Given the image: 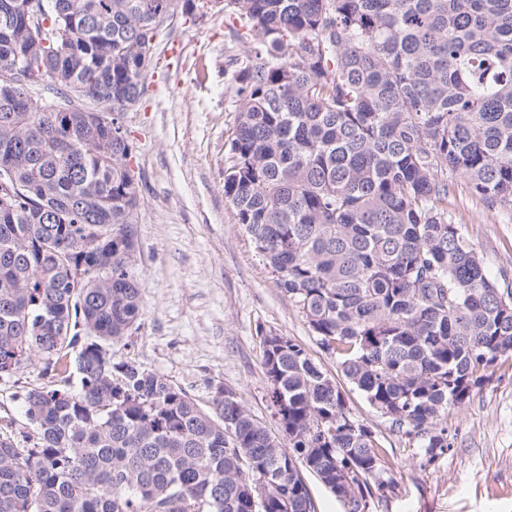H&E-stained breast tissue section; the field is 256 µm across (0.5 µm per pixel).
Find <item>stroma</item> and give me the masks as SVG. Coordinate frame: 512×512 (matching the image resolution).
Returning <instances> with one entry per match:
<instances>
[{"label": "stroma", "mask_w": 512, "mask_h": 512, "mask_svg": "<svg viewBox=\"0 0 512 512\" xmlns=\"http://www.w3.org/2000/svg\"><path fill=\"white\" fill-rule=\"evenodd\" d=\"M145 92L124 115L140 186L133 272L142 285L140 327L115 357L164 375L200 406L232 389L270 431L278 421L262 368L261 333L291 338L336 377L350 416L387 448L393 493L365 512H512V356L489 382L444 416L453 442L434 464L418 440L392 429L341 377L293 301L264 266L224 198V157L236 124V83L226 60L236 47L223 14L176 18L155 32ZM448 215L479 253L488 275L512 282V210L488 208L453 176ZM32 358L0 377V424L26 428L22 395L51 385Z\"/></svg>", "instance_id": "35a3bbf8"}]
</instances>
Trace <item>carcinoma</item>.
<instances>
[{
    "mask_svg": "<svg viewBox=\"0 0 512 512\" xmlns=\"http://www.w3.org/2000/svg\"><path fill=\"white\" fill-rule=\"evenodd\" d=\"M0 67L32 34L6 28ZM66 49L14 80L68 104L36 112L0 96V376L34 355L79 387L23 395L28 432L0 433V512H315L302 471L348 512L383 497L387 449L349 424L335 378L263 336L280 435L230 389L201 408L167 378L99 355L138 328L133 246L139 183L124 112L144 92L153 15L196 0H43ZM236 21L238 117L224 198L321 350L432 462L439 425L512 354V289L489 278L448 218V174L512 208V0H213ZM112 109L87 121L70 92ZM458 295L448 306V290Z\"/></svg>",
    "mask_w": 512,
    "mask_h": 512,
    "instance_id": "cac0c4a2",
    "label": "carcinoma"
}]
</instances>
